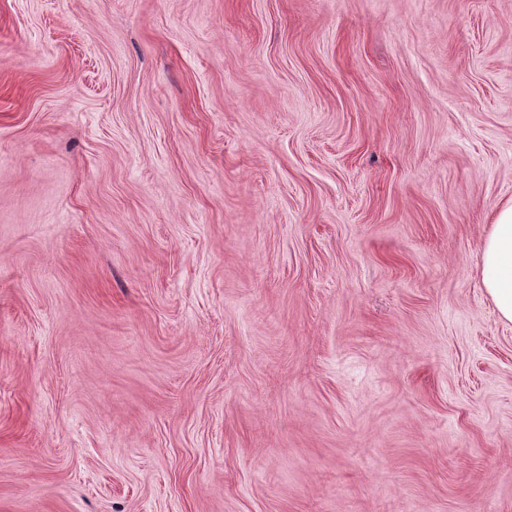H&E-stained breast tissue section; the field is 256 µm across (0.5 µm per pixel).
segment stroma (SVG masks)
<instances>
[{
  "instance_id": "stroma-1",
  "label": "stroma",
  "mask_w": 512,
  "mask_h": 512,
  "mask_svg": "<svg viewBox=\"0 0 512 512\" xmlns=\"http://www.w3.org/2000/svg\"><path fill=\"white\" fill-rule=\"evenodd\" d=\"M512 0H0V512H512ZM479 279L499 317L512 323V200L496 207L485 237Z\"/></svg>"
}]
</instances>
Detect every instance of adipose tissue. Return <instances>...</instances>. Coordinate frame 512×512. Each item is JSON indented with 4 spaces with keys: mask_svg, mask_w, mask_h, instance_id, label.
<instances>
[{
    "mask_svg": "<svg viewBox=\"0 0 512 512\" xmlns=\"http://www.w3.org/2000/svg\"><path fill=\"white\" fill-rule=\"evenodd\" d=\"M479 279L499 317L512 323V200L496 208L484 240Z\"/></svg>",
    "mask_w": 512,
    "mask_h": 512,
    "instance_id": "1",
    "label": "adipose tissue"
}]
</instances>
